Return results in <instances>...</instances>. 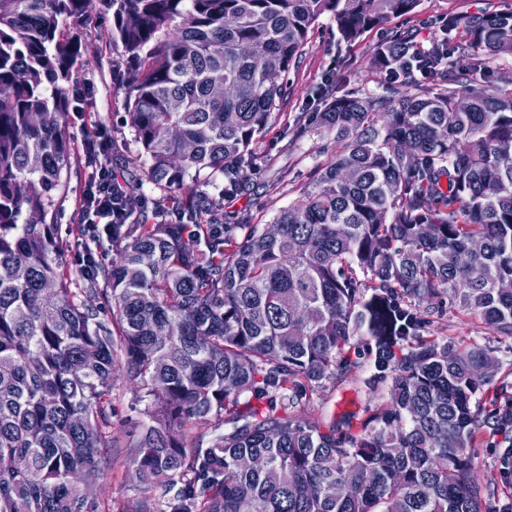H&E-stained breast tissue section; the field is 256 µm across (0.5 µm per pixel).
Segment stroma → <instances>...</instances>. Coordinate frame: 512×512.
<instances>
[{
	"mask_svg": "<svg viewBox=\"0 0 512 512\" xmlns=\"http://www.w3.org/2000/svg\"><path fill=\"white\" fill-rule=\"evenodd\" d=\"M510 7L512 0H420L415 15L393 19L384 28L367 32L351 45L340 41L330 17H322L310 43L291 68L287 92L257 146L260 173L253 190L225 199V210L249 214L252 223L264 225L271 223L279 209L299 198L317 169L334 158L339 145L324 131L312 129L295 138L288 135V128L296 115L310 111L316 104L327 80H334L340 92H381L385 76L374 66L373 57L377 44L388 32L416 30L418 44L425 47L439 34L438 29L427 25V18ZM111 24L112 19L103 12L99 0H90L82 30L85 54L77 75L78 84L89 88L90 99L85 111L70 115L71 165L58 207L59 234L70 242L77 239L76 211L81 190L92 172L81 141L86 132L99 128L106 129L109 135H117L118 118L124 112L127 89L124 83L113 79L112 72L124 68L125 63L112 51ZM434 333L455 337L464 344L491 345L502 362L512 361V339L492 336L479 318L465 312L449 309L443 326L435 328ZM366 374V368L355 369L341 384L313 397L304 409L307 417L327 421L344 413L361 411L363 400L356 389ZM145 407L133 384L126 377H118L112 390V434L116 446L91 489L92 499L109 506L111 512H121L139 494L128 462L134 453L137 428L145 420Z\"/></svg>",
	"mask_w": 512,
	"mask_h": 512,
	"instance_id": "1",
	"label": "stroma"
}]
</instances>
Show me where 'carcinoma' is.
<instances>
[{"label":"carcinoma","instance_id":"obj_1","mask_svg":"<svg viewBox=\"0 0 512 512\" xmlns=\"http://www.w3.org/2000/svg\"><path fill=\"white\" fill-rule=\"evenodd\" d=\"M86 2L0 0V512H101L85 488L123 370L147 401L130 465L145 493L179 485L171 512L512 501V367L428 334L446 302L512 338V85H471L512 57V9L450 15L425 49L397 32L382 93L324 92L295 131L341 151L269 235L224 198L250 190L318 22L352 43L420 0H100L141 174L113 189L112 262L73 278L55 218ZM363 361L362 415L303 417ZM474 448L498 449L502 488L475 480Z\"/></svg>","mask_w":512,"mask_h":512}]
</instances>
